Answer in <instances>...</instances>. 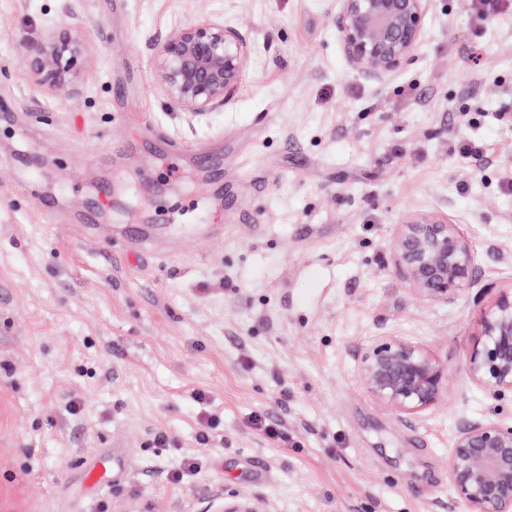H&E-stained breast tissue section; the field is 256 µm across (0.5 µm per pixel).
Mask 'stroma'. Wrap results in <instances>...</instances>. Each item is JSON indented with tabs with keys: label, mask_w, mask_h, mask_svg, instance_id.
Segmentation results:
<instances>
[{
	"label": "stroma",
	"mask_w": 512,
	"mask_h": 512,
	"mask_svg": "<svg viewBox=\"0 0 512 512\" xmlns=\"http://www.w3.org/2000/svg\"><path fill=\"white\" fill-rule=\"evenodd\" d=\"M338 10L0 0V512H464L458 421L512 422V398L466 373L481 308L512 286V14L435 0L414 60L378 80L349 62ZM202 15L250 56L224 106L191 119L153 58ZM49 21L86 44L68 98L34 89L15 48ZM466 136L485 161L461 156ZM216 212L223 239L190 235ZM420 213L472 249L453 302L397 270L399 226ZM148 224L155 248L131 252ZM385 335L447 360L440 406L401 416L366 392L357 358ZM188 456L199 469L174 480ZM99 462L119 479L89 484Z\"/></svg>",
	"instance_id": "obj_1"
}]
</instances>
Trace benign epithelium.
<instances>
[{"label": "benign epithelium", "instance_id": "7a95c632", "mask_svg": "<svg viewBox=\"0 0 512 512\" xmlns=\"http://www.w3.org/2000/svg\"><path fill=\"white\" fill-rule=\"evenodd\" d=\"M336 19L349 62L381 78L412 59L424 36L431 0H340ZM25 65L39 91L67 97L85 52L82 40L50 23L19 36ZM249 58L246 41L209 16L174 27L158 47L154 76L160 90L191 117L212 112L239 86ZM397 265L410 288L429 302L458 299L472 285L473 255L464 237L435 215L400 225ZM366 392L385 408L416 415L441 404L448 362L400 336H384L358 356ZM470 382L496 395L512 393V287L502 289L477 321L468 353ZM448 482L466 512H512V424L462 421L448 453ZM217 512H258L240 498Z\"/></svg>", "mask_w": 512, "mask_h": 512}]
</instances>
